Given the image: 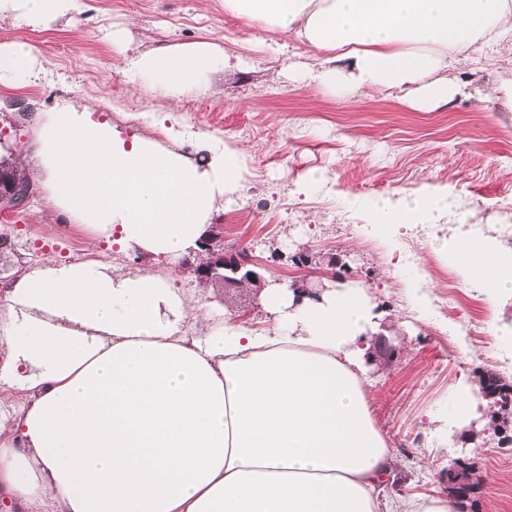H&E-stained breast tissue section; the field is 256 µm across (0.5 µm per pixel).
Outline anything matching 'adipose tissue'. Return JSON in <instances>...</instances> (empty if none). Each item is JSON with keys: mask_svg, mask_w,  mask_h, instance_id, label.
I'll use <instances>...</instances> for the list:
<instances>
[{"mask_svg": "<svg viewBox=\"0 0 512 512\" xmlns=\"http://www.w3.org/2000/svg\"><path fill=\"white\" fill-rule=\"evenodd\" d=\"M74 0H0V24L42 27ZM227 13L299 40L322 60L288 77L338 98L403 93L419 110L456 99L457 56L512 54V0H224ZM209 39L137 54L132 80L173 113L182 93L224 66ZM41 68L24 41L0 43V87ZM93 105L38 113L26 171L53 210L112 238L119 252L172 261L197 250L245 186L243 147L197 133L195 162L146 134L123 136ZM451 185L368 200L362 226L391 238L455 209ZM461 282L490 305L512 294V253L454 237L440 247ZM268 319L209 310L170 277L140 267L46 260L0 303V497L39 512H380L397 460L374 426L364 342L380 313L359 289L314 295L270 280ZM444 439L487 421L469 377L438 412Z\"/></svg>", "mask_w": 512, "mask_h": 512, "instance_id": "ef3b65f1", "label": "adipose tissue"}]
</instances>
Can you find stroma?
I'll list each match as a JSON object with an SVG mask.
<instances>
[{"label": "stroma", "instance_id": "stroma-1", "mask_svg": "<svg viewBox=\"0 0 512 512\" xmlns=\"http://www.w3.org/2000/svg\"><path fill=\"white\" fill-rule=\"evenodd\" d=\"M72 23L34 29L24 21L0 28V41L34 45L43 72L34 83L0 88V147L32 148L38 112L63 101L94 96L99 112L127 134L149 133L161 146L197 157L195 133L215 134L231 146H248V182L243 195L216 223L224 244L261 262L282 282L309 287L338 280L363 289L379 306V331L393 354L368 352L365 387L376 427L398 459L405 492L420 497L448 492L446 470L460 458L483 479L471 512H512V443L476 428L454 445L442 442L428 411L451 404L461 372H496L512 384V354L487 332L492 314L512 321V297L490 308L477 290L463 287L438 244L453 235L485 228L503 251L512 250L505 233L512 210V112L485 100L486 88L512 79V56L476 67L460 64L451 78L465 91L451 104L430 111L414 109L397 92L361 91L334 99L316 85L288 82L281 71L310 64L315 52L289 42L274 52L278 35L248 26L225 13L222 0H76ZM127 31L129 50L112 49V31ZM202 38L223 47L227 62L208 88L185 94L178 104L185 133L172 140L163 120L144 124L156 107L155 93L132 87L128 56ZM326 170L329 182L315 198L296 193L308 171ZM425 183L452 184L466 221L418 226L396 243L360 233L355 211L371 197ZM9 271L0 274V298L16 278L45 259L95 260L105 266L138 267L134 254H120L92 229L52 214L44 189H37L24 211L0 222ZM418 244L416 267L394 266L392 251ZM306 251L312 262L294 265ZM428 278L431 307L418 309L405 289L416 269ZM447 298L445 315L434 303ZM211 302L233 316L258 321L266 316L251 288L216 293Z\"/></svg>", "mask_w": 512, "mask_h": 512}]
</instances>
